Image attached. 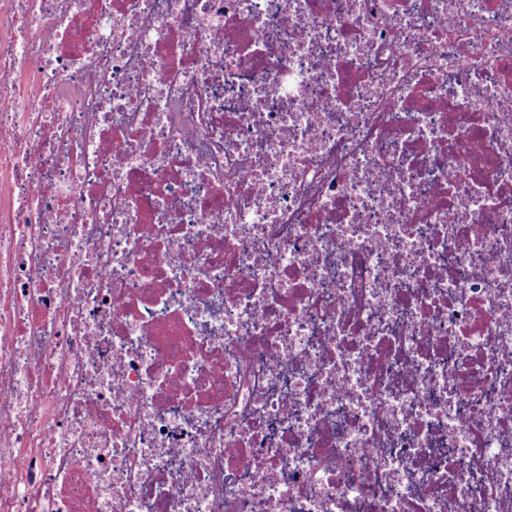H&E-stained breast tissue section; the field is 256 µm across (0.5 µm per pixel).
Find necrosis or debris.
Masks as SVG:
<instances>
[{"label": "necrosis or debris", "instance_id": "4bbe7bcc", "mask_svg": "<svg viewBox=\"0 0 512 512\" xmlns=\"http://www.w3.org/2000/svg\"><path fill=\"white\" fill-rule=\"evenodd\" d=\"M0 0V512H512V0Z\"/></svg>", "mask_w": 512, "mask_h": 512}]
</instances>
